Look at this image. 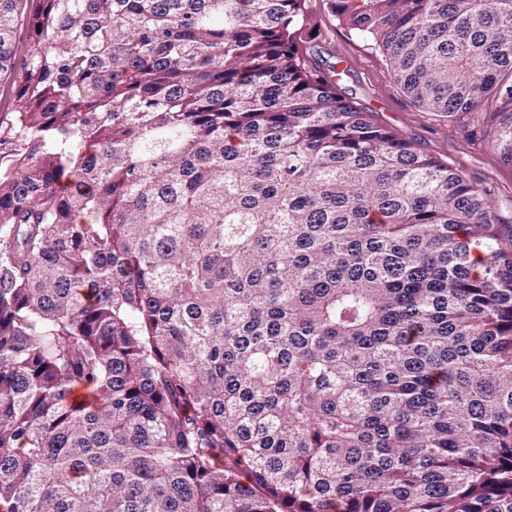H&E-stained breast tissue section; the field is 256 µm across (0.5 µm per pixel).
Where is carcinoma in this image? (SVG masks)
Listing matches in <instances>:
<instances>
[{"instance_id":"carcinoma-1","label":"carcinoma","mask_w":512,"mask_h":512,"mask_svg":"<svg viewBox=\"0 0 512 512\" xmlns=\"http://www.w3.org/2000/svg\"><path fill=\"white\" fill-rule=\"evenodd\" d=\"M304 2L0 0V512H512V225ZM330 8L512 168V0Z\"/></svg>"}]
</instances>
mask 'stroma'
<instances>
[{"mask_svg": "<svg viewBox=\"0 0 512 512\" xmlns=\"http://www.w3.org/2000/svg\"><path fill=\"white\" fill-rule=\"evenodd\" d=\"M321 34L314 45L324 61L339 63V87L352 101L377 112L383 121L424 151L447 162L469 181L486 187L495 214L512 220V168L501 163L482 133L479 114L455 121L416 106L394 80L383 54L356 38L330 9L329 0H306Z\"/></svg>", "mask_w": 512, "mask_h": 512, "instance_id": "obj_1", "label": "stroma"}]
</instances>
